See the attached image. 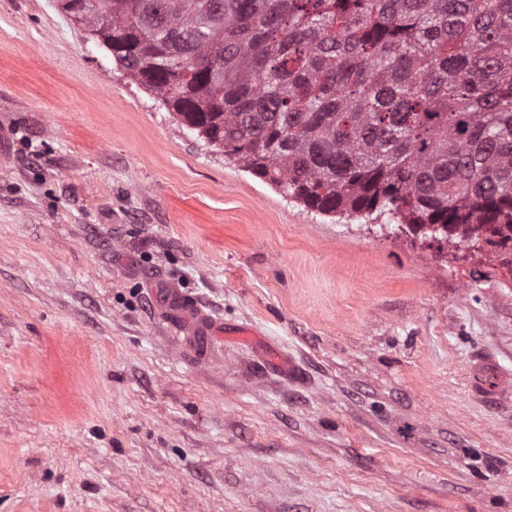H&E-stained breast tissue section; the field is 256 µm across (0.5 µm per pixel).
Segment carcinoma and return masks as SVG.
Listing matches in <instances>:
<instances>
[{
    "label": "carcinoma",
    "instance_id": "carcinoma-1",
    "mask_svg": "<svg viewBox=\"0 0 512 512\" xmlns=\"http://www.w3.org/2000/svg\"><path fill=\"white\" fill-rule=\"evenodd\" d=\"M211 146L321 213L512 247V0H59Z\"/></svg>",
    "mask_w": 512,
    "mask_h": 512
}]
</instances>
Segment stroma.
Wrapping results in <instances>:
<instances>
[{"label": "stroma", "instance_id": "35a3bbf8", "mask_svg": "<svg viewBox=\"0 0 512 512\" xmlns=\"http://www.w3.org/2000/svg\"><path fill=\"white\" fill-rule=\"evenodd\" d=\"M221 321L206 357L159 311ZM512 265L224 159L0 0V512H512Z\"/></svg>", "mask_w": 512, "mask_h": 512}]
</instances>
